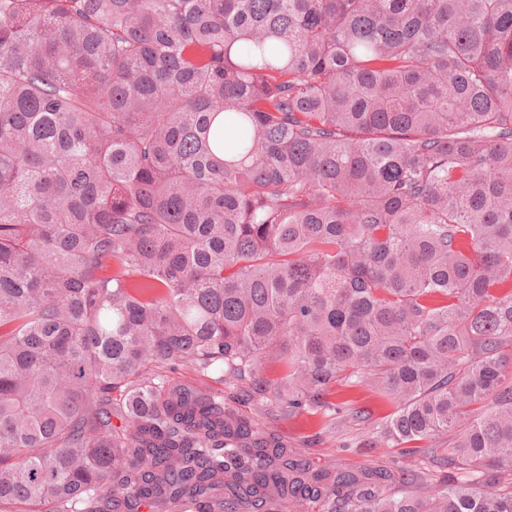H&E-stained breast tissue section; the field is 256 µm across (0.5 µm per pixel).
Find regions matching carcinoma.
<instances>
[{"label":"carcinoma","mask_w":512,"mask_h":512,"mask_svg":"<svg viewBox=\"0 0 512 512\" xmlns=\"http://www.w3.org/2000/svg\"><path fill=\"white\" fill-rule=\"evenodd\" d=\"M270 352L413 464L168 375ZM315 502L512 512V0H0V512ZM257 370L258 377L269 384L267 404L263 407L240 390L218 384L219 373L212 374V378H199L195 373L179 368L169 375L203 388L224 390V401L252 419L258 428L277 433L291 442L314 469L342 467L360 472L383 468L397 472L409 464L399 448H390L391 444L373 438L378 424L391 411L379 403L375 394L363 388L355 395L353 406L366 411L364 419H353L349 407L344 405H340L341 410L330 425L319 413L312 411L282 418L277 412L275 388L283 381L285 371L271 354L261 355Z\"/></svg>","instance_id":"carcinoma-1"}]
</instances>
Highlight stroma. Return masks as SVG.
<instances>
[{
    "label": "stroma",
    "instance_id": "1",
    "mask_svg": "<svg viewBox=\"0 0 512 512\" xmlns=\"http://www.w3.org/2000/svg\"><path fill=\"white\" fill-rule=\"evenodd\" d=\"M257 370L259 378L271 388L266 405H257L245 393L230 387L224 390L225 401L252 419L258 428L291 442L313 468L342 467L355 472L383 468L396 472L407 465L408 460L399 449L374 436L378 424L389 413L375 394L365 389L356 394V407L367 413L363 419H353L345 408L330 423L320 414L308 411L284 418L277 411L274 393L285 376L284 370L269 354L261 355Z\"/></svg>",
    "mask_w": 512,
    "mask_h": 512
}]
</instances>
